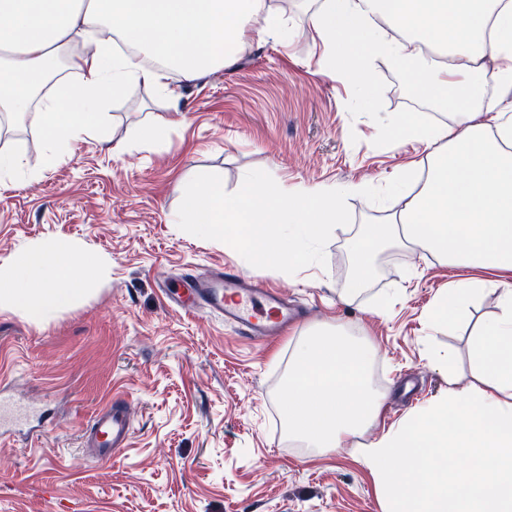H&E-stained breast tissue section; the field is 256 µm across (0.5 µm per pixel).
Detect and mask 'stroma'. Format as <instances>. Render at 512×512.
Returning a JSON list of instances; mask_svg holds the SVG:
<instances>
[{
  "label": "stroma",
  "instance_id": "stroma-1",
  "mask_svg": "<svg viewBox=\"0 0 512 512\" xmlns=\"http://www.w3.org/2000/svg\"><path fill=\"white\" fill-rule=\"evenodd\" d=\"M272 4L288 18L289 46L253 37L231 67L176 80L174 105L140 84L112 102L117 140L152 117L174 118L160 146L115 154L73 140L48 169L45 135L31 117L0 141L37 172L0 187V264L49 238L111 263L94 295L49 323L0 311V389L44 412L0 429V512H382L361 448L447 395L433 353L453 350L460 385L471 381L467 338L498 314L496 292L474 297L465 318L427 326L425 306L460 272L402 249L383 257L353 303L343 300L350 243L362 225L384 222L386 205L349 197L352 222L334 229L325 265L291 277L172 224L181 188L200 172L219 174L229 192L253 169L291 189L383 186L428 165L422 146L392 136L399 118L449 119L422 98H404L408 79L385 60L370 59L365 92L353 76L321 74L305 0ZM232 262L285 290L307 308L305 319L276 340L247 339L217 315L178 311L162 291L164 279ZM323 322L369 342L372 380L386 394L372 425L327 451L289 441L282 393L295 344ZM112 398L129 404L134 433L118 458L87 463L83 425Z\"/></svg>",
  "mask_w": 512,
  "mask_h": 512
}]
</instances>
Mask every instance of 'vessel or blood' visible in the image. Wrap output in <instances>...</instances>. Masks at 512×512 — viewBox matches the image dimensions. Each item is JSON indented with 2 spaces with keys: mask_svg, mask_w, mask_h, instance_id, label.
Listing matches in <instances>:
<instances>
[{
  "mask_svg": "<svg viewBox=\"0 0 512 512\" xmlns=\"http://www.w3.org/2000/svg\"><path fill=\"white\" fill-rule=\"evenodd\" d=\"M174 304L186 312L220 314L247 336H275L293 321L296 312L273 288L252 280L232 265L218 267L209 276L192 275L173 285ZM131 417L124 401L99 407L82 436L89 458H115L131 438Z\"/></svg>",
  "mask_w": 512,
  "mask_h": 512,
  "instance_id": "obj_1",
  "label": "vessel or blood"
}]
</instances>
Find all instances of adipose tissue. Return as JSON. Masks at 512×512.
I'll return each instance as SVG.
<instances>
[{"instance_id": "ef3b65f1", "label": "adipose tissue", "mask_w": 512, "mask_h": 512, "mask_svg": "<svg viewBox=\"0 0 512 512\" xmlns=\"http://www.w3.org/2000/svg\"><path fill=\"white\" fill-rule=\"evenodd\" d=\"M308 17L321 72L367 56L396 65L451 123L404 118L398 131L424 146L430 167L386 224L357 238L353 279L369 280L384 243L415 248L464 270L433 301L439 326L461 315L482 280L503 272L499 313L474 335L475 384L449 388L367 450L383 512H512V0H317ZM252 35L288 42L270 0H0V111L35 115L49 142L46 166L73 138L106 141L110 103L133 84L175 92L229 66ZM502 93L483 121V92ZM101 268L48 239L0 265V310L44 324L93 292ZM370 348L325 324L288 365V431L312 448H342L374 423Z\"/></svg>"}]
</instances>
